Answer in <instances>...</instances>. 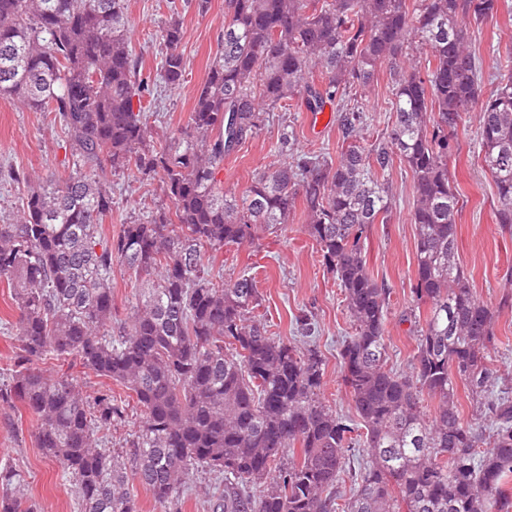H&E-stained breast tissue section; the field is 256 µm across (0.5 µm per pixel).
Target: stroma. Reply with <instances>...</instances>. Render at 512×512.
Masks as SVG:
<instances>
[{"label": "stroma", "instance_id": "1", "mask_svg": "<svg viewBox=\"0 0 512 512\" xmlns=\"http://www.w3.org/2000/svg\"><path fill=\"white\" fill-rule=\"evenodd\" d=\"M183 25L182 51L186 59L184 82L175 88L162 84L156 71V53L161 31L170 18L167 0H125L128 40L143 59L142 73L154 83L152 96L143 104L153 128L176 134L185 125L206 67L219 49L224 31V0H211L206 14H198L190 0H176ZM512 47V0H502L493 19L484 22L471 41L485 74L495 72L497 54ZM367 142L383 137L395 118L388 65L377 69L374 80L360 96ZM296 132L293 151L278 153L276 143L283 125ZM455 149L448 156V172L459 194L456 216L457 253L478 298L495 313L496 343L491 362L499 379L498 389L512 393V224L497 221L496 187L479 158V113L468 112L457 127ZM342 134L336 114L325 111L319 123L305 112H273L257 135L239 152L225 158L222 178L226 191L242 196L254 175L295 156L318 152L337 158ZM70 159L59 128L48 125L41 113L22 102L0 96V224L12 221L21 206L23 186L11 181L7 170L31 174L63 173ZM391 204L383 221L371 225L364 240L367 268L373 278L390 291L386 343L389 367L404 371L416 345L418 325L410 318L416 307L413 294L416 277L414 241L410 221L413 182L401 163L386 172ZM161 195L157 185L125 176L112 178V209L105 217V236L116 235L124 224L144 218ZM303 206H296L287 224L264 235L256 244L227 247L210 253L214 269L225 279L241 273L255 277L263 295L259 311L270 334L295 345L310 343L324 361V396L336 412L354 416V406L341 386L339 352L353 329L342 289L327 271L316 242L306 230ZM311 315L316 332L303 339L294 321L299 313ZM23 469L28 478L26 493L39 512H74V493L60 467L41 455L35 442V425L24 411L0 405V464Z\"/></svg>", "mask_w": 512, "mask_h": 512}]
</instances>
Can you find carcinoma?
<instances>
[{
    "label": "carcinoma",
    "mask_w": 512,
    "mask_h": 512,
    "mask_svg": "<svg viewBox=\"0 0 512 512\" xmlns=\"http://www.w3.org/2000/svg\"><path fill=\"white\" fill-rule=\"evenodd\" d=\"M499 9L500 0H224L220 53L170 143L141 112L148 81L129 50L124 0H0V95L60 127L72 158L63 176L8 172L27 193L15 222L0 224V280L17 311L0 403L33 419L76 512H137L133 481L162 512H178L203 471L219 477L212 512H512V396L495 391L488 365L494 312L457 262L448 176V131L476 108L498 222L512 224V55L485 97L469 48L470 27ZM161 40L160 78L179 85L180 18ZM412 41L426 63L405 69L399 57ZM384 62L396 118L367 148L357 91ZM296 103L316 113L336 105L347 143L337 161L310 153L254 177L239 200L224 193V159L265 113ZM396 158L413 178V293L426 307L407 373L386 368L389 289L362 248L389 210L378 175ZM117 172L158 183L169 205L107 238ZM299 200L353 323L340 358L357 423L323 401L318 350L301 352L253 319L255 278L226 283L205 262L279 229ZM116 265L149 282L123 316ZM71 359L109 384L88 394L73 374L43 369ZM459 381L491 434L462 421ZM131 408L143 419L117 452L112 428ZM25 487L22 470L0 465V512H37Z\"/></svg>",
    "instance_id": "carcinoma-1"
}]
</instances>
